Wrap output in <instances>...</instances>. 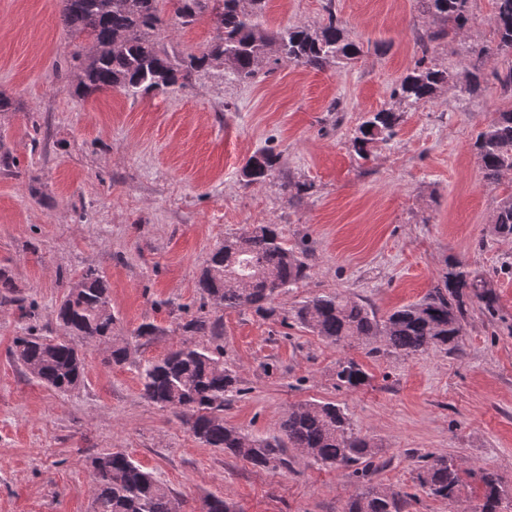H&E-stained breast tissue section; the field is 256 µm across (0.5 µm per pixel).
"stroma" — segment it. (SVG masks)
Returning a JSON list of instances; mask_svg holds the SVG:
<instances>
[{"mask_svg": "<svg viewBox=\"0 0 512 512\" xmlns=\"http://www.w3.org/2000/svg\"><path fill=\"white\" fill-rule=\"evenodd\" d=\"M157 41L197 54L218 41L210 18L177 24L169 0ZM335 11L363 53L313 69L266 60L239 81L223 63L191 74L186 86L144 97L115 88L78 91L75 53L89 42L60 18V0H0V274L12 279L29 317L0 288V512H93V457L125 450L173 492L181 512H204L208 496L235 512H343L357 486L347 468L322 467L289 451V467L260 469L197 440L168 409L142 396L137 366L186 339L184 324L220 322L210 345L239 377L224 420L249 434L275 432L303 401L345 407L356 431L379 443L366 483L417 493L409 512H462L481 495L465 479L458 505L418 493L426 454L453 455L493 471L512 496V238L492 230L512 174L483 178L475 137L512 109L497 74L512 58L496 54L495 0H470L471 20L434 58L455 85L404 113L396 136L360 158L353 140L367 113L392 108V91L420 55L433 27L420 0H266L267 30L325 22ZM484 51L488 89L464 92L466 62ZM279 155L274 176L246 182L256 150ZM259 224L279 225L288 245L308 250L309 276L274 300L272 314L219 310L197 286L215 247ZM450 259L489 280L497 312L471 305L455 353L372 355L338 349L283 317L313 293L339 292L378 318L419 301ZM103 272L118 317L114 333L144 323L155 336L120 366L87 349L83 383L67 394L26 374L10 351L16 336L61 335L54 308L68 281ZM350 357L367 381L338 386L337 362Z\"/></svg>", "mask_w": 512, "mask_h": 512, "instance_id": "obj_1", "label": "stroma"}]
</instances>
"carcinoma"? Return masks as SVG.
Here are the masks:
<instances>
[{"instance_id": "cac0c4a2", "label": "carcinoma", "mask_w": 512, "mask_h": 512, "mask_svg": "<svg viewBox=\"0 0 512 512\" xmlns=\"http://www.w3.org/2000/svg\"><path fill=\"white\" fill-rule=\"evenodd\" d=\"M211 0H177L175 17L188 27L209 8ZM217 23L223 37L199 55L183 56L159 45L154 34L163 20L159 0H61L64 25L85 37L92 51L85 58L81 87L87 94L120 87L137 97L184 85L192 72L222 60L240 80L254 77L275 46L279 60L320 68L330 61H348L360 53L333 11L316 29L297 25L270 32L262 27L265 0H222ZM425 12L439 21L422 38L416 59L393 90L408 108L433 101L452 85L448 69L434 62L437 45L458 33L469 21L470 0H422ZM496 51L512 55V0H495ZM484 51L467 65L466 90L479 94L486 88L482 72ZM402 112L392 108L368 114L358 128L354 146L365 157L378 142L394 135ZM474 147L486 181L498 182L512 172V110L499 112L478 133ZM279 156L261 149L251 156L243 174L250 182L264 181L276 171ZM495 233L512 238V195L500 202L493 220ZM308 254L288 247L276 224H260L252 231L224 239L203 270L198 288L217 309L271 312L272 301L308 278ZM478 302L490 315L496 296L486 280L473 275L460 261L447 263L437 284L419 301L402 306L385 319L363 303L341 293H319L302 300L292 319L336 347L378 343L384 350L404 356L431 349H457L463 336L470 304ZM65 335L42 337L29 333L14 340L11 355L31 378L57 391L78 387L85 376V357L73 343L87 346L112 344L109 363L128 360L129 345L111 342L117 321L112 311L107 276L88 268L67 285L56 310ZM193 336L219 335V321L197 316L184 326ZM340 385L356 388L367 379L354 359L339 360ZM142 395L172 410L193 436L212 448L262 469L289 466L287 450L293 448L324 467L353 468L359 479L379 453L378 445L354 430L344 408L334 402L305 401L289 407L276 434L255 437L224 423V396L237 387L236 371L224 363V348L181 342L164 357L139 366ZM478 477L482 498L470 502L468 512H506L500 478L475 473L446 455L422 456L416 485L427 495L450 503L459 500L463 476ZM94 512H176L170 490L143 470L124 451L110 449L92 460ZM416 495L369 487L349 497L345 512H406Z\"/></svg>"}]
</instances>
